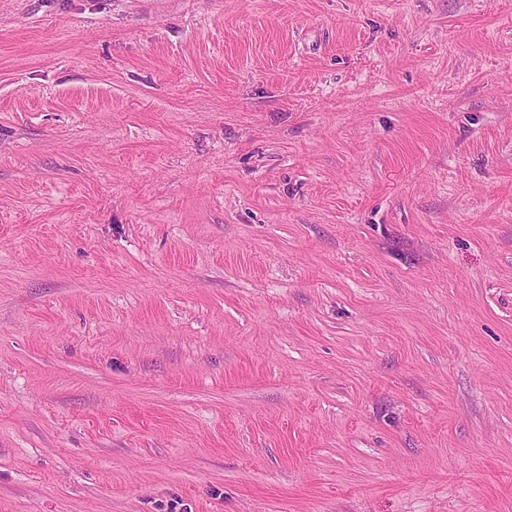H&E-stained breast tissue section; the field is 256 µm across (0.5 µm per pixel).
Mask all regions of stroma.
<instances>
[{"mask_svg": "<svg viewBox=\"0 0 512 512\" xmlns=\"http://www.w3.org/2000/svg\"><path fill=\"white\" fill-rule=\"evenodd\" d=\"M0 512H512V0H0Z\"/></svg>", "mask_w": 512, "mask_h": 512, "instance_id": "1", "label": "stroma"}]
</instances>
